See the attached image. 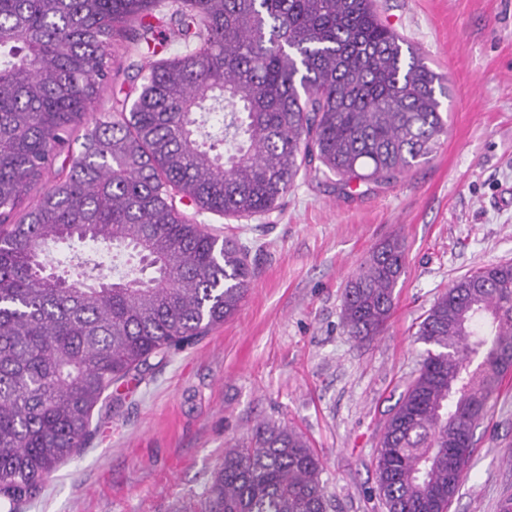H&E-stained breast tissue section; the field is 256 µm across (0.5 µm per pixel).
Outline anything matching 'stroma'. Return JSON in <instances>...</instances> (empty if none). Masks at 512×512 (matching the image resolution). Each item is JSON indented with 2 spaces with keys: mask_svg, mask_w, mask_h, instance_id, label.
Returning <instances> with one entry per match:
<instances>
[{
  "mask_svg": "<svg viewBox=\"0 0 512 512\" xmlns=\"http://www.w3.org/2000/svg\"><path fill=\"white\" fill-rule=\"evenodd\" d=\"M381 21L445 76L448 139L397 182L337 191L299 174L273 211L200 213L212 234L258 241L245 299L194 344L153 358L94 411L84 448L15 512H184L203 500L224 448L260 422L294 427L321 458L331 512H386L375 456L417 374L418 324L465 274L512 264V0H374ZM397 236L405 267L385 331L341 321L360 262ZM512 374L478 423L448 512H498L512 494Z\"/></svg>",
  "mask_w": 512,
  "mask_h": 512,
  "instance_id": "obj_1",
  "label": "stroma"
}]
</instances>
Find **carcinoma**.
I'll use <instances>...</instances> for the list:
<instances>
[{
    "label": "carcinoma",
    "mask_w": 512,
    "mask_h": 512,
    "mask_svg": "<svg viewBox=\"0 0 512 512\" xmlns=\"http://www.w3.org/2000/svg\"><path fill=\"white\" fill-rule=\"evenodd\" d=\"M164 23L181 51L149 66L129 111L87 121ZM442 97L445 78L372 0H0V509L85 447L112 384L241 306L251 247L184 200L238 219L275 209L302 169L343 193L390 185L447 139ZM219 113L214 139L202 128ZM75 243L129 249L141 275L50 272L51 249ZM404 259L394 237L347 282L350 336L384 331ZM416 335L427 348L384 426L377 490L386 512H448L467 473L449 480L448 454L473 444L512 368V264L452 283ZM322 473L300 432L266 422L224 449L197 512H328Z\"/></svg>",
    "instance_id": "1"
}]
</instances>
